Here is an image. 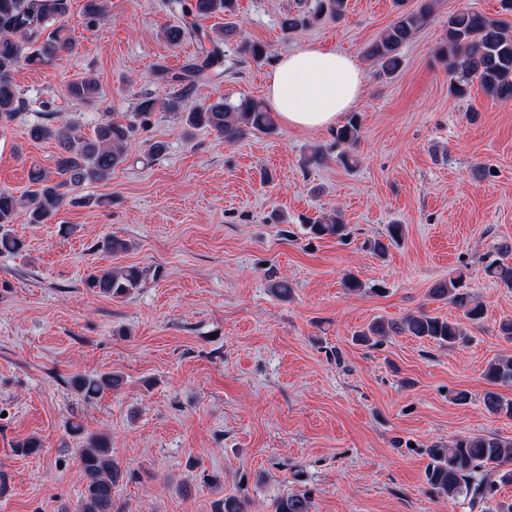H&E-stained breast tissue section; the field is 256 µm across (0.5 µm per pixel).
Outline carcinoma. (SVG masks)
I'll return each instance as SVG.
<instances>
[{
  "label": "carcinoma",
  "mask_w": 512,
  "mask_h": 512,
  "mask_svg": "<svg viewBox=\"0 0 512 512\" xmlns=\"http://www.w3.org/2000/svg\"><path fill=\"white\" fill-rule=\"evenodd\" d=\"M237 2L181 0L185 16L197 21L222 14L227 23L214 33L205 32L199 25L173 26L164 31L166 42L173 47L188 37L198 45L195 57L180 71H155V79L181 86L171 98L161 103L146 93L136 105L134 119L123 122L109 117L87 139L76 135L70 125L62 122L31 126V138L53 140L59 144L61 152L55 159L53 171L37 165L30 167L29 190L21 197L0 193V250H20V242L7 229L14 223L19 207H25L29 223L44 224L63 204L73 201V193L84 184L111 180L112 172L127 160L128 143L136 125L148 124L160 105L168 110L182 111L181 120L185 125L207 128L224 137L226 143H234L249 133H276L272 113L261 102L249 97L235 103L216 101L208 105H185L189 87L223 69L224 38L236 33L231 19L236 14ZM70 3L71 0H0V125L26 109V102L14 82V72L21 62L43 65L75 50L76 45L64 33V27L57 24L68 16ZM346 3L347 0H316L314 8H299L286 15L281 22L282 31L288 33L308 27L327 13L339 15ZM432 10L433 0H422L418 11L400 13L367 47L366 55L384 73H396L402 65V47ZM438 56L451 73L450 91L454 96L466 97L470 82L476 78L492 99L512 102V31L507 21L468 10L448 16V29L438 48ZM98 93V82L92 77L72 81L65 87L66 96L80 101L91 100ZM362 131V119L353 113L336 128V144L353 147L359 142ZM306 228L312 238L334 237L343 241L350 235L336 212L307 224ZM402 236L403 226L390 224L384 237L368 242V247L380 256L399 243ZM487 273L503 287L512 289V265L493 262L487 266ZM148 275V269L135 265L105 267L90 272L86 285L100 294L121 298L143 287ZM429 297L433 301L452 303L471 322L482 318L483 309L473 303V295L461 275L436 283L430 289ZM393 335L428 338L441 347L470 341L459 323L425 311L409 314L399 323L374 321L358 332L356 340L376 348L383 344L384 338ZM486 375L495 384L512 386V357L490 361ZM122 384L123 376L115 372L104 376L75 374L70 379L71 387L87 400L106 390H118ZM483 404L491 414L512 416V400L497 392H485ZM78 452L85 480L79 512H113L112 488L123 472L112 458V449L104 438L92 435L86 438ZM428 455L430 462L425 477L438 495L452 501L462 498L472 510L512 512V500L488 506L498 485L512 483V442L494 435L468 436L453 441L446 448H430ZM276 512H309L308 499L303 494L285 497L277 503Z\"/></svg>",
  "instance_id": "cac0c4a2"
}]
</instances>
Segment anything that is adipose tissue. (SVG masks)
I'll return each instance as SVG.
<instances>
[{"instance_id": "1", "label": "adipose tissue", "mask_w": 512, "mask_h": 512, "mask_svg": "<svg viewBox=\"0 0 512 512\" xmlns=\"http://www.w3.org/2000/svg\"><path fill=\"white\" fill-rule=\"evenodd\" d=\"M362 73L346 54L311 43L280 56L271 70L266 98L289 126H335L362 90Z\"/></svg>"}]
</instances>
